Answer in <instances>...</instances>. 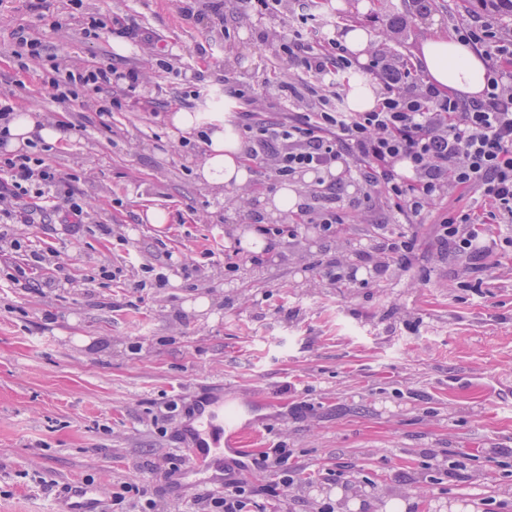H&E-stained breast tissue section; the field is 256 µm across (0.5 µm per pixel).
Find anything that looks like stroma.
I'll return each instance as SVG.
<instances>
[{
    "mask_svg": "<svg viewBox=\"0 0 512 512\" xmlns=\"http://www.w3.org/2000/svg\"><path fill=\"white\" fill-rule=\"evenodd\" d=\"M307 13L335 27L356 23L375 35L370 52L417 64L420 42L482 15L480 0H443L424 15L404 0H306ZM297 0H271L246 14L224 0V27L208 17L183 20L179 0H84L83 9L149 29L175 70L146 69L139 93L111 94L121 109L102 116L63 107L37 65L12 55L20 29L34 27L20 0H0V92L71 131L46 160L76 175L89 221L35 224L0 240V512H51L67 483L96 488L103 504L130 482L159 512H190L208 472L172 470L180 438L201 402L223 399L236 422L260 432L266 447L285 445L297 469L288 500L267 512H472V487L512 512V246L474 271L465 253L439 257L437 224L451 208L472 204L454 194L423 223L411 268L381 276L359 268L342 286L329 265L356 241L376 236L389 215L384 198L364 201L340 172L345 224L326 239L316 230L267 238L251 251L236 232L278 180L251 165V189L217 191L199 182L202 148H184L172 112L200 124L236 128L247 104L225 98L221 110L194 88L222 85L261 91L260 117L317 111L321 94L287 63L271 34ZM59 31L38 27L69 61L130 67L140 47L117 34L85 37L76 19ZM123 51H116L115 41ZM297 95L279 97V82ZM153 99L134 106L136 95ZM166 223L144 221L147 208ZM108 224L111 235L99 233ZM55 253L30 269L32 252ZM165 273L156 284L147 266ZM69 285L59 287L60 275ZM462 462L471 482H438L430 456Z\"/></svg>",
    "mask_w": 512,
    "mask_h": 512,
    "instance_id": "stroma-1",
    "label": "stroma"
}]
</instances>
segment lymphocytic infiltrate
<instances>
[{
  "mask_svg": "<svg viewBox=\"0 0 512 512\" xmlns=\"http://www.w3.org/2000/svg\"><path fill=\"white\" fill-rule=\"evenodd\" d=\"M488 8L486 18L455 27L457 39L487 63V87L479 98L444 93L413 66L375 58L366 70L380 76L383 87L373 110L347 112L336 106L263 122L254 121L252 113H240L248 159L270 158L271 171L281 180L314 176L308 207L289 223L260 225V232L294 238L312 224L323 235L335 234L343 221L341 197L325 176L342 161L350 165L364 199H385L394 226L379 237L361 240L355 250L358 259L369 260L379 252L409 268L413 241L398 232V225L420 223L437 200L458 190L472 192L474 204L449 211L441 220L439 244L478 261L490 256L496 242L491 225L512 224V30L494 18L496 0ZM332 26L330 19L318 20L314 40L292 33L285 45L290 62L329 89L338 88L339 77L353 67L345 48L332 37ZM13 54L21 64L41 66L57 103L92 97L102 114L122 106L121 100L109 97L112 86L124 84L133 91L145 80L136 67L121 71L109 62L67 64L39 36L22 32ZM72 182L71 174L40 153H1L0 224H33L32 198L45 200L62 223H84L88 211ZM291 458L285 446L266 449L251 464L276 475L275 483L254 486L227 480L222 491L194 498L196 512H256L263 499L287 496L293 483Z\"/></svg>",
  "mask_w": 512,
  "mask_h": 512,
  "instance_id": "lymphocytic-infiltrate-1",
  "label": "lymphocytic infiltrate"
}]
</instances>
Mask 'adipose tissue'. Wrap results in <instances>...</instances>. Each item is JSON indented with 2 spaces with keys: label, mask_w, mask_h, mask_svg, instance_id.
I'll use <instances>...</instances> for the list:
<instances>
[{
  "label": "adipose tissue",
  "mask_w": 512,
  "mask_h": 512,
  "mask_svg": "<svg viewBox=\"0 0 512 512\" xmlns=\"http://www.w3.org/2000/svg\"><path fill=\"white\" fill-rule=\"evenodd\" d=\"M419 57L431 83L439 89L467 97L480 96L486 88L484 60L459 41L436 35L422 42ZM7 151L17 152L40 141L62 142L66 133L61 125L49 121L34 108L18 109L9 124ZM206 184L221 188L247 184L250 173L241 143L223 125L216 123L205 142V153L196 169Z\"/></svg>",
  "instance_id": "adipose-tissue-1"
}]
</instances>
